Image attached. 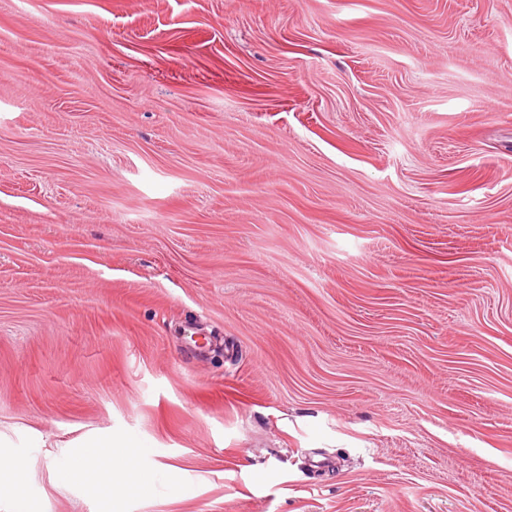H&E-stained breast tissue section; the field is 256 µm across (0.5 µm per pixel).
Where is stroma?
<instances>
[{"label": "stroma", "mask_w": 512, "mask_h": 512, "mask_svg": "<svg viewBox=\"0 0 512 512\" xmlns=\"http://www.w3.org/2000/svg\"><path fill=\"white\" fill-rule=\"evenodd\" d=\"M0 453V512H512V0H0ZM97 451L93 455H83L77 462L72 477L88 480L96 484L104 491L106 483L122 482L132 490L147 489V484L137 470L136 454L128 448V443L120 440L106 439L96 446Z\"/></svg>", "instance_id": "1"}]
</instances>
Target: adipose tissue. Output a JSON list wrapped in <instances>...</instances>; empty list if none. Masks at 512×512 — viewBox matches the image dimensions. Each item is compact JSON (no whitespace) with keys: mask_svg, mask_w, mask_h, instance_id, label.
Wrapping results in <instances>:
<instances>
[{"mask_svg":"<svg viewBox=\"0 0 512 512\" xmlns=\"http://www.w3.org/2000/svg\"><path fill=\"white\" fill-rule=\"evenodd\" d=\"M74 475L101 488L109 482L124 483L131 491L147 487L137 470L135 452L118 448L116 441L110 439L99 442L94 454L82 456Z\"/></svg>","mask_w":512,"mask_h":512,"instance_id":"obj_1","label":"adipose tissue"}]
</instances>
